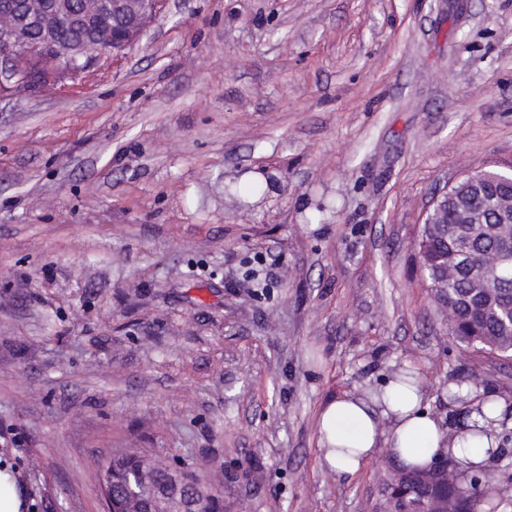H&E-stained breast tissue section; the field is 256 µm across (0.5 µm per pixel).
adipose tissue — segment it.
<instances>
[{"instance_id": "adipose-tissue-1", "label": "adipose tissue", "mask_w": 512, "mask_h": 512, "mask_svg": "<svg viewBox=\"0 0 512 512\" xmlns=\"http://www.w3.org/2000/svg\"><path fill=\"white\" fill-rule=\"evenodd\" d=\"M381 398L369 392L346 393L328 399L318 415L323 461L340 475L357 473L380 448L400 462L428 467L449 455L483 467L500 446L499 418L506 406L496 394L483 400L482 414H471L457 433L444 429L424 405L418 385L388 380Z\"/></svg>"}]
</instances>
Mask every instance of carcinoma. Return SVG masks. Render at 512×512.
I'll list each match as a JSON object with an SVG mask.
<instances>
[{
  "mask_svg": "<svg viewBox=\"0 0 512 512\" xmlns=\"http://www.w3.org/2000/svg\"><path fill=\"white\" fill-rule=\"evenodd\" d=\"M496 174L485 172L480 191L472 192L460 182L456 192L448 197V221L443 224L421 225L417 258L422 265L423 278L434 292L437 304L448 312L453 323L455 341L478 353L496 355L512 360V259L501 268L496 282L494 302L487 304L482 284L469 276L465 268L478 265L481 248L500 246L497 219L493 210L481 207V200L495 203L512 200V194H501ZM144 453L128 449V453L108 462L99 463L100 473L112 484V498L128 493L129 479L138 470ZM409 492V497H435L448 503V512H468L469 504L458 494L453 482L435 488H425L393 476L381 485L385 493L389 484Z\"/></svg>",
  "mask_w": 512,
  "mask_h": 512,
  "instance_id": "carcinoma-1",
  "label": "carcinoma"
}]
</instances>
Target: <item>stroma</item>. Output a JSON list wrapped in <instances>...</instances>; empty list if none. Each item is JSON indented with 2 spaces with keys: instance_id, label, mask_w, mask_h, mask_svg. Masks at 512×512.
<instances>
[{
  "instance_id": "obj_1",
  "label": "stroma",
  "mask_w": 512,
  "mask_h": 512,
  "mask_svg": "<svg viewBox=\"0 0 512 512\" xmlns=\"http://www.w3.org/2000/svg\"><path fill=\"white\" fill-rule=\"evenodd\" d=\"M512 165V0H167L119 57L0 100V470L20 512H105L117 448L227 512H380L323 462L327 398L420 372L512 402L416 262L461 176ZM462 386L458 401L448 390ZM509 453L482 512H512Z\"/></svg>"
}]
</instances>
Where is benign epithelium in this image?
<instances>
[{
	"label": "benign epithelium",
	"mask_w": 512,
	"mask_h": 512,
	"mask_svg": "<svg viewBox=\"0 0 512 512\" xmlns=\"http://www.w3.org/2000/svg\"><path fill=\"white\" fill-rule=\"evenodd\" d=\"M164 0H0V98L19 89H54L84 72L104 55L118 56L133 45L163 9ZM77 29L85 35L63 40L62 32ZM448 457L434 462L424 478L448 480ZM187 466L161 465L152 457L137 471V487L129 492L123 512H200L199 506L215 488L205 483L192 488L178 481L162 485L157 475H179ZM386 512H448V507L420 501H399L386 493Z\"/></svg>",
	"instance_id": "1"
}]
</instances>
